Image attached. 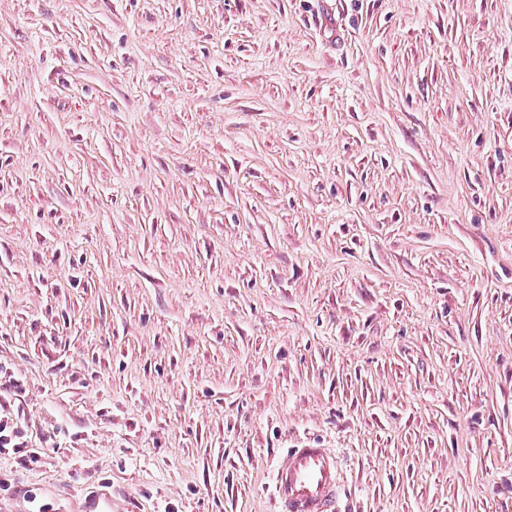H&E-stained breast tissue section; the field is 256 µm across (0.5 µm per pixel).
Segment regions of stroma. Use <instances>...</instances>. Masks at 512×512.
<instances>
[{
  "label": "stroma",
  "mask_w": 512,
  "mask_h": 512,
  "mask_svg": "<svg viewBox=\"0 0 512 512\" xmlns=\"http://www.w3.org/2000/svg\"><path fill=\"white\" fill-rule=\"evenodd\" d=\"M0 512H512V0H0ZM279 512H335L339 496L336 454L331 448H291L276 471Z\"/></svg>",
  "instance_id": "35a3bbf8"
}]
</instances>
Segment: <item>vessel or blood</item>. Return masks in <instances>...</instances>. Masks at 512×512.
Instances as JSON below:
<instances>
[{"mask_svg":"<svg viewBox=\"0 0 512 512\" xmlns=\"http://www.w3.org/2000/svg\"><path fill=\"white\" fill-rule=\"evenodd\" d=\"M274 492L280 512H336L335 452L306 445L289 449L285 463L276 471Z\"/></svg>","mask_w":512,"mask_h":512,"instance_id":"b4317fda","label":"vessel or blood"}]
</instances>
